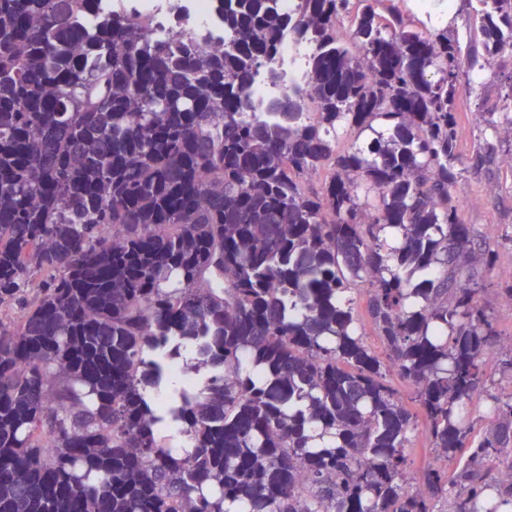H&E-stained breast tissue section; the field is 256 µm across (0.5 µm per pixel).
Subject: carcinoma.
Here are the masks:
<instances>
[{
  "label": "carcinoma",
  "mask_w": 512,
  "mask_h": 512,
  "mask_svg": "<svg viewBox=\"0 0 512 512\" xmlns=\"http://www.w3.org/2000/svg\"><path fill=\"white\" fill-rule=\"evenodd\" d=\"M90 2L0 0V512H499L512 393L488 365L512 344L478 299L456 105L478 55H512V0L471 4L465 50L383 0H224L222 54L87 28ZM285 29L313 55L269 123L249 91ZM419 419L456 467L412 490Z\"/></svg>",
  "instance_id": "1"
}]
</instances>
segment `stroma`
Segmentation results:
<instances>
[{"label": "stroma", "mask_w": 512, "mask_h": 512, "mask_svg": "<svg viewBox=\"0 0 512 512\" xmlns=\"http://www.w3.org/2000/svg\"><path fill=\"white\" fill-rule=\"evenodd\" d=\"M472 90L458 103V151L471 159L478 146L492 145L490 160L470 171L463 185L461 216L473 225L487 248L495 251L494 267H481L480 302L503 340L512 339V168L503 159L512 155V56L497 57L470 74ZM493 197H486L487 188Z\"/></svg>", "instance_id": "stroma-1"}]
</instances>
